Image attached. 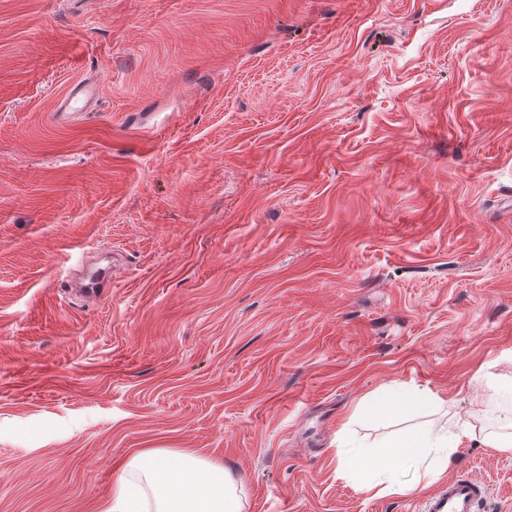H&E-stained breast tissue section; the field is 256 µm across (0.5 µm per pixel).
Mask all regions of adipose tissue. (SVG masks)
Returning a JSON list of instances; mask_svg holds the SVG:
<instances>
[{
  "mask_svg": "<svg viewBox=\"0 0 512 512\" xmlns=\"http://www.w3.org/2000/svg\"><path fill=\"white\" fill-rule=\"evenodd\" d=\"M466 439L511 455L512 417L494 430L463 418L440 427L418 426L386 441L375 455L359 442L341 441L336 454L350 469L368 470L369 487L397 492L401 486L395 474L401 463L414 465L428 482H436ZM99 512H241V501L236 480L223 463L189 450L145 448L115 478Z\"/></svg>",
  "mask_w": 512,
  "mask_h": 512,
  "instance_id": "ef3b65f1",
  "label": "adipose tissue"
}]
</instances>
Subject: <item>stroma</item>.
I'll return each mask as SVG.
<instances>
[{
  "mask_svg": "<svg viewBox=\"0 0 512 512\" xmlns=\"http://www.w3.org/2000/svg\"><path fill=\"white\" fill-rule=\"evenodd\" d=\"M511 354L512 0H0V512H98L144 448L242 512H414L337 437L499 425ZM448 473L512 512V455ZM95 95V90L90 84H78L59 102L55 119L61 123L67 122L78 112L87 111L90 102ZM439 399L430 393L420 390H396L391 391L384 397L368 400V408L379 413L401 408L405 411L426 410L437 404Z\"/></svg>",
  "mask_w": 512,
  "mask_h": 512,
  "instance_id": "obj_1",
  "label": "stroma"
}]
</instances>
